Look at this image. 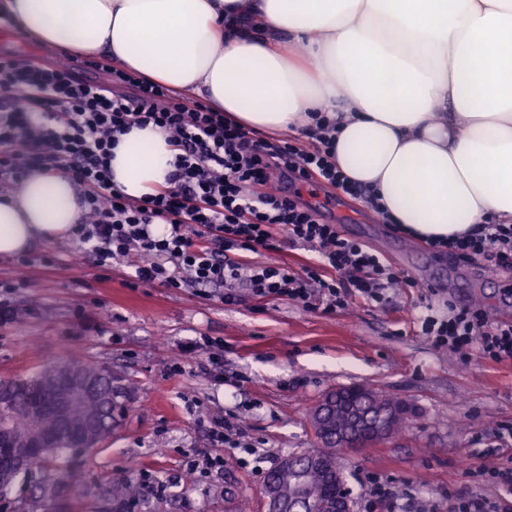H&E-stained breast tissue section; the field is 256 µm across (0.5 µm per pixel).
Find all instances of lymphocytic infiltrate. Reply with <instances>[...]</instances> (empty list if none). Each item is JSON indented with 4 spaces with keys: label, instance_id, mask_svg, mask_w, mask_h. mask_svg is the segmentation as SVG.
Listing matches in <instances>:
<instances>
[{
    "label": "lymphocytic infiltrate",
    "instance_id": "f902f5d3",
    "mask_svg": "<svg viewBox=\"0 0 512 512\" xmlns=\"http://www.w3.org/2000/svg\"><path fill=\"white\" fill-rule=\"evenodd\" d=\"M109 83L76 80L71 66L46 67L0 57V176L68 172L87 211L72 235L90 245L99 266L132 264L140 281L169 288H222L226 304L241 292L257 300L285 297L333 315L352 299L382 303L390 290L416 282L383 264L358 240L301 197L317 183L380 211L376 189L336 166V123L314 113L310 147L255 139L209 105L186 103L175 91L101 58ZM164 131L176 154L166 188L139 199L112 182V150L132 128ZM312 248L318 262L295 268L273 260L281 238ZM459 262L482 260L512 270V224L486 219L472 233L435 241ZM243 253L240 261L231 260ZM267 261H258L261 253ZM434 347L478 351L512 360V324L489 319L477 306L446 305L419 318Z\"/></svg>",
    "mask_w": 512,
    "mask_h": 512
}]
</instances>
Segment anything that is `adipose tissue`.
<instances>
[{"instance_id": "ef3b65f1", "label": "adipose tissue", "mask_w": 512, "mask_h": 512, "mask_svg": "<svg viewBox=\"0 0 512 512\" xmlns=\"http://www.w3.org/2000/svg\"><path fill=\"white\" fill-rule=\"evenodd\" d=\"M0 20L66 53H107L249 130L296 135L326 110L339 169L414 238L512 223V0H0ZM174 157L163 131L132 129L112 179L144 197ZM82 217L69 173L31 171L0 194V254Z\"/></svg>"}]
</instances>
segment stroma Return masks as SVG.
<instances>
[{
    "instance_id": "35a3bbf8",
    "label": "stroma",
    "mask_w": 512,
    "mask_h": 512,
    "mask_svg": "<svg viewBox=\"0 0 512 512\" xmlns=\"http://www.w3.org/2000/svg\"><path fill=\"white\" fill-rule=\"evenodd\" d=\"M302 194L417 287L326 315L285 297L245 294L227 305L218 288L146 283L132 266H97L70 236L0 256V296L14 307L13 320L0 324V380L77 358L111 369L127 405L111 438L36 467L0 494V512H265V472L318 447L312 408L358 385L406 401L414 416L392 441L338 454L352 512H363L371 476L410 512H448L456 491L512 497L466 472L512 457L492 436L512 423V360L435 348L417 323L447 299L479 303L491 319L512 323V297L503 293L512 277L437 256L429 243L376 221L361 201L316 186ZM205 338L223 345L206 370L188 350ZM228 413L243 418L259 459L211 440L212 420ZM128 478L136 496L117 490Z\"/></svg>"
}]
</instances>
